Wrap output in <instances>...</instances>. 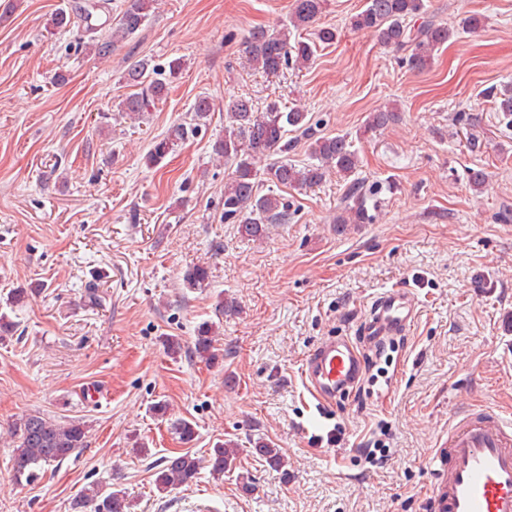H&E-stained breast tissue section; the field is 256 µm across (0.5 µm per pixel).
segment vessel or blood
Listing matches in <instances>:
<instances>
[{
  "label": "vessel or blood",
  "mask_w": 512,
  "mask_h": 512,
  "mask_svg": "<svg viewBox=\"0 0 512 512\" xmlns=\"http://www.w3.org/2000/svg\"><path fill=\"white\" fill-rule=\"evenodd\" d=\"M417 316L409 291L379 294L357 337L331 336L305 357L301 376L310 395L325 405L357 392L367 373L361 347L381 349L406 335ZM443 458L446 472L435 488L433 512H512V418L491 407L471 406L448 418Z\"/></svg>",
  "instance_id": "1"
}]
</instances>
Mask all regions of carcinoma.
Masks as SVG:
<instances>
[{
    "label": "carcinoma",
    "mask_w": 512,
    "mask_h": 512,
    "mask_svg": "<svg viewBox=\"0 0 512 512\" xmlns=\"http://www.w3.org/2000/svg\"><path fill=\"white\" fill-rule=\"evenodd\" d=\"M153 0H125L119 18L107 31L96 34L91 24L92 13L86 12L85 32L89 35L85 50L97 56L112 53L116 42L133 36L145 23ZM327 0H293L288 23L278 30L264 27L251 29L244 38V52L255 68L266 74H277L292 66H305L314 57L317 48L329 45L336 39L332 28L322 27L315 37L305 39L297 32L314 24L323 14ZM427 13L426 0H366L363 9L349 18L354 31L368 32L385 47L405 53L402 61L412 70L429 67L435 52L448 42L451 31L446 24L425 21L419 25L414 21ZM182 63L174 59L165 66L153 65L146 59L132 61L126 67L124 79L138 91L122 100L121 110L133 117L147 111L154 100H158L167 86L180 74ZM487 97L495 104L500 121L512 127V86L505 84L497 92L489 91ZM212 110L211 101L202 97L193 105L195 125L191 128L179 123L152 143L145 162L154 166L183 143L189 132L198 131L206 123ZM224 137L214 143L215 154L224 159L231 172L224 182V222L238 225L241 235L261 240L269 224H287L290 220V204L276 188H302L322 183L330 169L351 178L344 196V205L336 215L334 224L343 228L348 224H371L375 216L372 210L378 200L381 187L367 183L356 176L359 168L358 151L347 136L337 134L325 136L317 132L308 119V113L292 108L281 111L276 104L266 112L254 111L246 98H236L224 105ZM400 119V113L391 109H377L370 113L362 134L383 128ZM302 132L309 142L312 162L300 167L288 159L289 142L285 141L288 128ZM277 156L265 167H258L263 158ZM270 184L265 194L260 186ZM209 278L207 268L194 266L184 276V287H202ZM217 323L204 322L197 331L190 354L200 361L212 365L215 353ZM171 429L184 442L194 438L195 427L186 419L171 422ZM87 426L79 419L56 421L43 413L34 412L12 425V435L18 444L13 457L12 477L21 483H31L40 478V473L52 465H59L87 443ZM252 453L279 468L283 460L279 451L266 440L253 442ZM237 452L231 443L216 445L208 457L201 460L188 452L162 459V467L155 472L154 485L160 492H167L182 485L194 483L202 465H207L216 477L224 476L235 460ZM130 512V502L121 491L106 492L93 485L74 501L73 509L84 512Z\"/></svg>",
    "instance_id": "obj_1"
}]
</instances>
